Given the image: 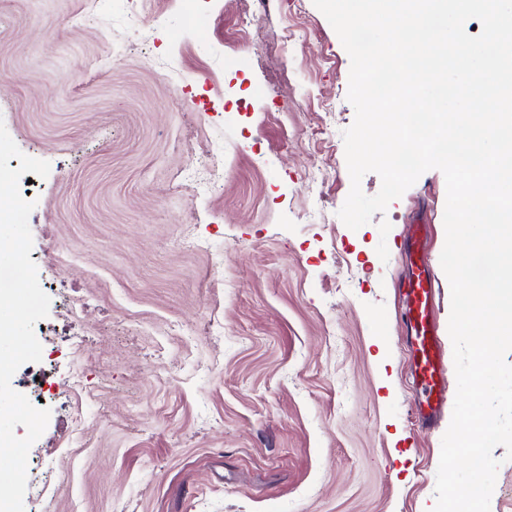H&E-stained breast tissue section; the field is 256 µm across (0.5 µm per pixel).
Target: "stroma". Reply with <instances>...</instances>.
I'll list each match as a JSON object with an SVG mask.
<instances>
[{
    "label": "stroma",
    "instance_id": "obj_1",
    "mask_svg": "<svg viewBox=\"0 0 512 512\" xmlns=\"http://www.w3.org/2000/svg\"><path fill=\"white\" fill-rule=\"evenodd\" d=\"M349 71L312 0H0V121L51 165L24 512H432L397 290L431 225L447 329L446 183L344 225Z\"/></svg>",
    "mask_w": 512,
    "mask_h": 512
}]
</instances>
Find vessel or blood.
Returning <instances> with one entry per match:
<instances>
[{"label": "vessel or blood", "instance_id": "vessel-or-blood-1", "mask_svg": "<svg viewBox=\"0 0 512 512\" xmlns=\"http://www.w3.org/2000/svg\"><path fill=\"white\" fill-rule=\"evenodd\" d=\"M426 225H416L407 245L412 257L411 271L400 294L406 308V365L413 378L416 398L412 412L422 428L433 429L445 403V361L443 343L435 317L438 282L422 251Z\"/></svg>", "mask_w": 512, "mask_h": 512}]
</instances>
